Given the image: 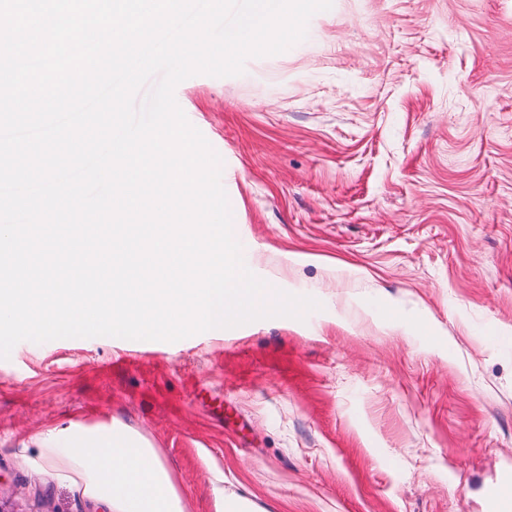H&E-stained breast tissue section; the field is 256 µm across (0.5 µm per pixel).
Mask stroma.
<instances>
[{
  "mask_svg": "<svg viewBox=\"0 0 512 512\" xmlns=\"http://www.w3.org/2000/svg\"><path fill=\"white\" fill-rule=\"evenodd\" d=\"M246 267L320 302L176 342L0 360V512H122L49 431L147 440L184 512H493L512 476V0H334L175 89ZM426 321L415 329L414 319Z\"/></svg>",
  "mask_w": 512,
  "mask_h": 512,
  "instance_id": "1",
  "label": "stroma"
}]
</instances>
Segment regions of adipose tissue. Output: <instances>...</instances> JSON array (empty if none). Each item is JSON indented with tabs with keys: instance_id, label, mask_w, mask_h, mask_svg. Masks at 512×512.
<instances>
[{
	"instance_id": "obj_1",
	"label": "adipose tissue",
	"mask_w": 512,
	"mask_h": 512,
	"mask_svg": "<svg viewBox=\"0 0 512 512\" xmlns=\"http://www.w3.org/2000/svg\"><path fill=\"white\" fill-rule=\"evenodd\" d=\"M45 446L80 467L94 494L121 497L126 512H182L180 499L153 451L121 429L74 423L51 431Z\"/></svg>"
}]
</instances>
